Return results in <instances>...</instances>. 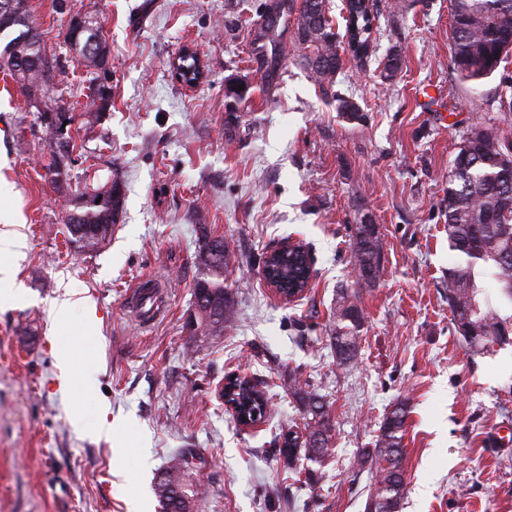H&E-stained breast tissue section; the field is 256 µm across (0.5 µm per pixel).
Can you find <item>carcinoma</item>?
<instances>
[{"mask_svg":"<svg viewBox=\"0 0 512 512\" xmlns=\"http://www.w3.org/2000/svg\"><path fill=\"white\" fill-rule=\"evenodd\" d=\"M15 5L10 20L15 36L0 51V68L27 97L43 101L50 97L53 62L29 20L25 0H15ZM452 7L453 69L466 81L478 82L492 76L505 57L512 54V46H507L503 39L512 31V0H452ZM345 9V33L355 31L359 42H366L370 34L366 32L365 15L373 12V6L363 0H346ZM293 19L296 23L292 30ZM338 36L329 0H265L250 55L258 65L261 82L275 86L284 73L288 40H294L304 50L300 55L302 65L327 96L343 68ZM65 42L88 68H97L96 56L109 55L101 21L90 15L84 17L82 28H67ZM339 111L350 122L364 119L359 106L350 100L339 99ZM505 164L512 166V138L476 123L452 160L448 178V247L457 257L448 267V304L455 330L472 351L483 354L496 345L512 342V313H507V309H512V259L501 258L505 251L512 253V208H505V193L512 192V187H504L501 171ZM46 169L55 188L63 189L65 174L56 154H50ZM117 184L115 180L96 189L97 194L112 197L110 208L89 207L82 201V194L74 195L65 224H71L75 215L81 226L117 223L124 205V195H113ZM110 239L109 235L96 239L69 234L70 243L83 251H95ZM351 255L363 283H375L383 269V248L373 225H356ZM233 259L219 236L205 237L196 253L197 264L203 266L204 273L197 278L194 292L203 294L205 302L203 310L197 313V324L198 332L205 336L220 335L224 324L232 321L237 312L236 296L224 285ZM274 274L293 290L304 285L311 270L304 266L299 254L290 252L274 264ZM362 325V309L348 292H341L328 336L338 364L347 366L356 359ZM227 385L241 411L252 419L265 420L266 397L255 396L230 379ZM300 401L305 437L298 448L282 440L278 453L290 466L300 457L322 465L330 459L334 438L330 406L322 396L308 390L301 392ZM408 414L407 404L397 403L384 419L375 447L361 456V465L369 468L373 479L365 512H393L401 507L405 494L403 442ZM205 466V458L193 450L181 449L174 454L154 483L162 512H195L194 476Z\"/></svg>","mask_w":512,"mask_h":512,"instance_id":"cac0c4a2","label":"carcinoma"}]
</instances>
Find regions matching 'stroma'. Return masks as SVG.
<instances>
[{
  "instance_id": "35a3bbf8",
  "label": "stroma",
  "mask_w": 512,
  "mask_h": 512,
  "mask_svg": "<svg viewBox=\"0 0 512 512\" xmlns=\"http://www.w3.org/2000/svg\"><path fill=\"white\" fill-rule=\"evenodd\" d=\"M263 0H26L54 61L51 96L74 117L73 190L118 180L125 204L111 240H68V195L46 176L42 110L0 73V512H161L156 476L183 448L200 452L197 512H364L359 463L400 401L407 494L402 512H512V346L472 353L448 306V165L473 123L512 133L499 94L512 56L479 82L450 62L451 0H375L376 51L345 56L325 97L288 48L265 87L248 56ZM103 25L112 106L87 112L93 73L64 41L71 18ZM207 74L172 76L183 46ZM398 55L395 76L388 56ZM249 86L231 102L227 85ZM364 120L348 123L339 99ZM236 110L239 123L228 126ZM382 239L384 271L362 284L350 242L361 217ZM236 261L226 281L237 315L222 335L185 327L202 273V235ZM294 239L314 258L311 288L291 303L261 276L267 250ZM161 281L159 312L135 319L126 295ZM357 290V359L328 344L337 293ZM71 300L68 317L53 307ZM72 353L69 373L56 360ZM257 378L265 422L238 427L215 396L230 373ZM331 406L326 466L276 453L303 426L293 378Z\"/></svg>"
}]
</instances>
